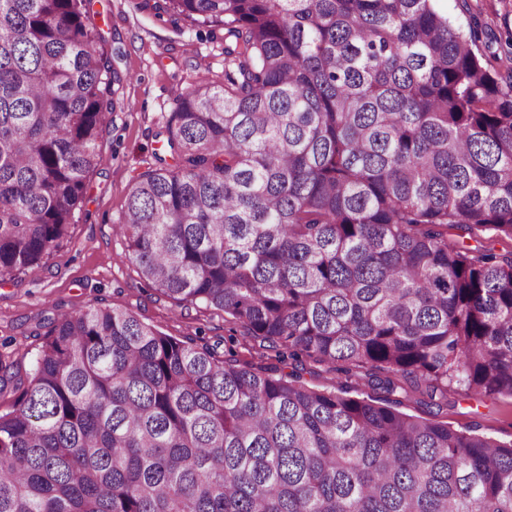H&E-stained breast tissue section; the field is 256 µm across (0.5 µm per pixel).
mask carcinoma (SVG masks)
<instances>
[{"mask_svg": "<svg viewBox=\"0 0 512 512\" xmlns=\"http://www.w3.org/2000/svg\"><path fill=\"white\" fill-rule=\"evenodd\" d=\"M224 29L120 229L177 306L388 395L512 397V75L439 0H168ZM88 0H0V281L76 222L124 75ZM477 246L460 249L448 230ZM0 360V512H512V442L252 370L126 309Z\"/></svg>", "mask_w": 512, "mask_h": 512, "instance_id": "1", "label": "carcinoma"}]
</instances>
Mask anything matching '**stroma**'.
<instances>
[{"label":"stroma","mask_w":512,"mask_h":512,"mask_svg":"<svg viewBox=\"0 0 512 512\" xmlns=\"http://www.w3.org/2000/svg\"><path fill=\"white\" fill-rule=\"evenodd\" d=\"M458 26H476L479 48L500 50L512 36V0H441ZM100 50L128 74L121 105L99 139L102 164L87 178L86 198L65 239L17 279L0 282V358L32 369L43 336L58 314L93 304L117 306L161 332L200 337L218 352H236L252 368L276 364L275 349L231 330L221 312L178 307L148 287L130 260L118 223L138 177L164 155L173 100L200 84L224 82V31L198 30L174 21L165 0H90ZM457 429L512 440V398L465 396L448 389V405L435 416Z\"/></svg>","instance_id":"stroma-1"}]
</instances>
